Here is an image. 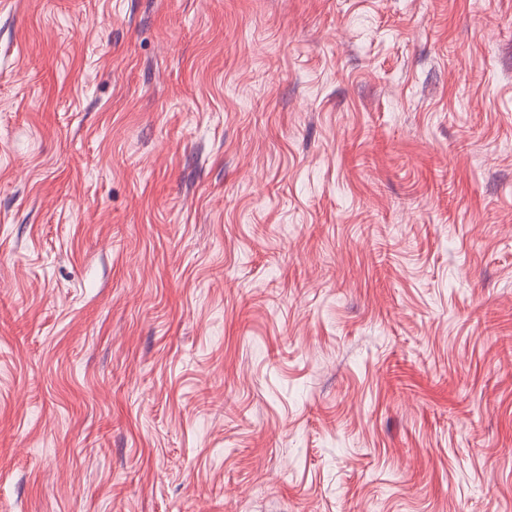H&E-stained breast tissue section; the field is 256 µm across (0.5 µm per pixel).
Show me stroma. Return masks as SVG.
Segmentation results:
<instances>
[{
  "instance_id": "35a3bbf8",
  "label": "stroma",
  "mask_w": 512,
  "mask_h": 512,
  "mask_svg": "<svg viewBox=\"0 0 512 512\" xmlns=\"http://www.w3.org/2000/svg\"><path fill=\"white\" fill-rule=\"evenodd\" d=\"M0 512H512V0H0Z\"/></svg>"
}]
</instances>
